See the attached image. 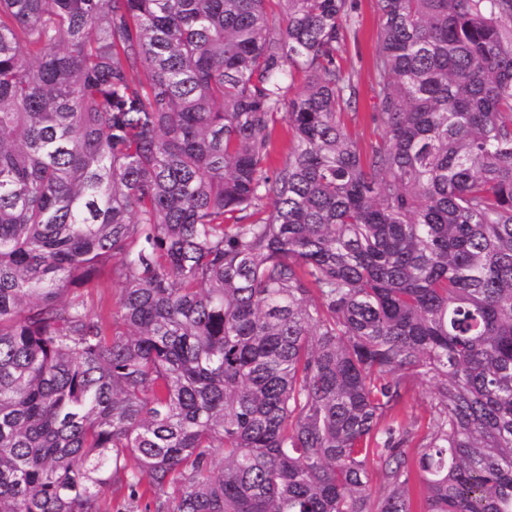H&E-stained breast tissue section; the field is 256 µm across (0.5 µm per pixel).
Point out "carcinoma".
<instances>
[{
    "label": "carcinoma",
    "instance_id": "cac0c4a2",
    "mask_svg": "<svg viewBox=\"0 0 512 512\" xmlns=\"http://www.w3.org/2000/svg\"><path fill=\"white\" fill-rule=\"evenodd\" d=\"M377 6L364 147L351 0H0V512H512V0ZM353 1L356 23L344 32L339 62L358 91L355 111L358 115L349 117L347 123L357 140L368 146L381 140L380 131L372 120V113L377 112L374 60L378 53L379 14L377 0ZM72 295H80L88 306L96 307L99 304L100 298L104 305L116 311L118 308L120 297V286L111 283L107 279L106 273H103L99 279L94 280L85 288H72L69 297ZM434 397V387L428 378H416L410 382L407 404L404 409L406 419L414 425L415 437L410 451L415 454L419 451L417 446L428 430L429 410Z\"/></svg>",
    "mask_w": 512,
    "mask_h": 512
}]
</instances>
